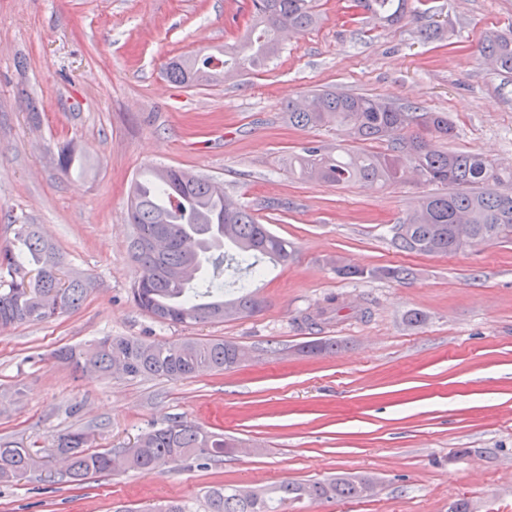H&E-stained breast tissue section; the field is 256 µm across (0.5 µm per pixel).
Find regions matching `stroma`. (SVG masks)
Returning a JSON list of instances; mask_svg holds the SVG:
<instances>
[{"mask_svg": "<svg viewBox=\"0 0 512 512\" xmlns=\"http://www.w3.org/2000/svg\"><path fill=\"white\" fill-rule=\"evenodd\" d=\"M250 11L251 0H0V248L14 225H38L65 271L91 280L75 311L0 328V437L41 454L82 427L97 451L176 419L237 445L204 468L180 460L78 485L39 467L0 483V512H143L168 501L208 512L213 487L363 473L378 478L375 495L287 512H448L462 498L474 512H512V238L438 256L397 250L391 227L426 186L292 178L289 156L349 140L286 115L318 89L378 95L447 113L456 135L442 149L512 169V74L477 51L487 28L512 22V0H427L434 41L414 20L378 24L347 0H317L318 24L267 68L192 88L167 78L171 59L237 43ZM69 142L83 160L65 174L57 160ZM160 166L222 180L292 243L294 259L259 283L261 313L172 326L134 304L129 188ZM334 258L415 277L345 280ZM332 296L344 308L306 328L301 315ZM411 311L422 324L407 325ZM105 336L224 339L246 357L176 380L76 373L52 357ZM322 337L338 351L300 353Z\"/></svg>", "mask_w": 512, "mask_h": 512, "instance_id": "obj_1", "label": "stroma"}]
</instances>
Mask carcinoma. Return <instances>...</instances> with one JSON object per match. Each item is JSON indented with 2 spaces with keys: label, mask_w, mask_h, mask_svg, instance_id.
Listing matches in <instances>:
<instances>
[{
  "label": "carcinoma",
  "mask_w": 512,
  "mask_h": 512,
  "mask_svg": "<svg viewBox=\"0 0 512 512\" xmlns=\"http://www.w3.org/2000/svg\"><path fill=\"white\" fill-rule=\"evenodd\" d=\"M354 6L381 24L406 17L422 18L411 0H353ZM318 20L315 0H252V23L236 45L219 55L194 54L169 62L167 76L191 86L218 81L266 68L279 50V33L313 26ZM479 53L512 73V25L492 29L479 42ZM288 124L299 128L341 127L349 139L386 141L388 151L361 149L328 151L304 148L288 159V168L300 178L341 185L367 181L385 186L408 174L437 190L421 197L405 220L394 226L393 242L409 253L448 254L468 240L489 242L512 233V171L494 167L473 152L443 151L439 139L454 135L443 112L402 106L378 96L323 89L300 103L288 104ZM226 193L221 182L176 167L152 170L132 183L129 220L133 226L130 252L139 274L130 294L152 317L171 325L226 321L251 317L266 306L252 290L264 275L265 263L285 264L294 250L274 234L255 210L238 204L217 208ZM15 246L0 251V328L44 322L80 305L90 287L87 278L66 275L52 243L35 224H18ZM236 247L231 257L225 244ZM216 275L190 283L185 271L206 260ZM345 279L376 278L407 283L413 273L404 267L355 268L331 261ZM35 276H30V273ZM338 298L316 317L302 321L316 329L335 311ZM338 344L316 340L302 347L312 355H329ZM237 346L222 339H179L153 342L139 337L112 336L88 346H64L54 358L76 370L94 368L108 375L121 362L130 380L148 377H192L204 370L224 371L237 365ZM91 434L83 428L59 435L54 447L67 456L64 482H82L89 476L113 471L154 472L180 460L204 465L223 460L235 447L232 439L187 421L174 420L144 433L130 448L90 452ZM37 465L22 443L0 438V482L26 474ZM371 474L340 476L324 481H283L271 486H221L207 494L209 512H285V506L303 499L323 504L374 492Z\"/></svg>",
  "instance_id": "carcinoma-1"
}]
</instances>
